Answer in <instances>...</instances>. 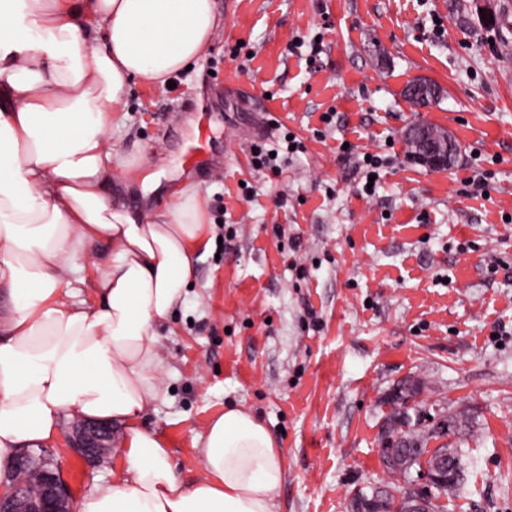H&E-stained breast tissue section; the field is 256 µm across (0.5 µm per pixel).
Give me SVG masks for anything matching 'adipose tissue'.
<instances>
[{
    "label": "adipose tissue",
    "instance_id": "1",
    "mask_svg": "<svg viewBox=\"0 0 512 512\" xmlns=\"http://www.w3.org/2000/svg\"><path fill=\"white\" fill-rule=\"evenodd\" d=\"M214 0H0V467L62 418L118 422L123 468L76 512H276L284 463L271 430L225 407L193 438L203 474L178 476L143 417L162 388L160 330L208 247L195 190L159 216L113 203L135 171L112 149L131 79L164 85L206 49ZM98 274L95 305L68 273Z\"/></svg>",
    "mask_w": 512,
    "mask_h": 512
}]
</instances>
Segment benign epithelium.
<instances>
[{
    "label": "benign epithelium",
    "instance_id": "7a95c632",
    "mask_svg": "<svg viewBox=\"0 0 512 512\" xmlns=\"http://www.w3.org/2000/svg\"><path fill=\"white\" fill-rule=\"evenodd\" d=\"M418 138L417 157L430 170H445L451 162L448 142H432L424 129L413 128ZM68 446L83 461L103 462L112 453V428L104 422L83 421L67 438ZM39 473L38 490L28 494L30 471ZM439 480L434 467L423 465L415 471L411 485L418 491L416 512L426 505L432 487ZM0 512H74V501L68 485L61 477L60 466L45 448H23L0 478Z\"/></svg>",
    "mask_w": 512,
    "mask_h": 512
}]
</instances>
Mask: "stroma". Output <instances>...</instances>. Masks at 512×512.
Wrapping results in <instances>:
<instances>
[{
	"mask_svg": "<svg viewBox=\"0 0 512 512\" xmlns=\"http://www.w3.org/2000/svg\"><path fill=\"white\" fill-rule=\"evenodd\" d=\"M223 20L173 88L133 80L112 147L148 156L159 188L116 179L133 214H160L171 191L200 196L215 239L160 338L166 393L144 422L163 432L185 482L193 436L226 406L250 408L286 466L278 512H354L388 482L386 397L421 380L420 410L476 417L473 464L445 512H512V56L462 23L450 0H216ZM439 85L436 105L402 92ZM332 113L331 124L320 117ZM418 121L445 128L447 170L408 157ZM291 134L298 152L255 170L251 148ZM205 135L196 166L185 143ZM387 163L361 195L363 154ZM489 173L486 191L470 184ZM50 447L75 498L111 482L112 453L89 467Z\"/></svg>",
	"mask_w": 512,
	"mask_h": 512,
	"instance_id": "obj_1",
	"label": "stroma"
}]
</instances>
